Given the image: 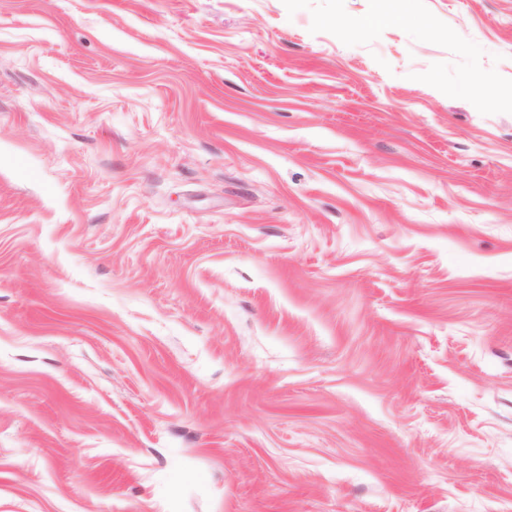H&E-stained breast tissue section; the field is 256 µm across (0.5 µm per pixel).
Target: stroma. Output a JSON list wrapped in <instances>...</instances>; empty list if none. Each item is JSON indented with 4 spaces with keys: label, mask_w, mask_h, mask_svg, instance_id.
<instances>
[{
    "label": "stroma",
    "mask_w": 512,
    "mask_h": 512,
    "mask_svg": "<svg viewBox=\"0 0 512 512\" xmlns=\"http://www.w3.org/2000/svg\"><path fill=\"white\" fill-rule=\"evenodd\" d=\"M0 512H512V0H0Z\"/></svg>",
    "instance_id": "stroma-1"
}]
</instances>
